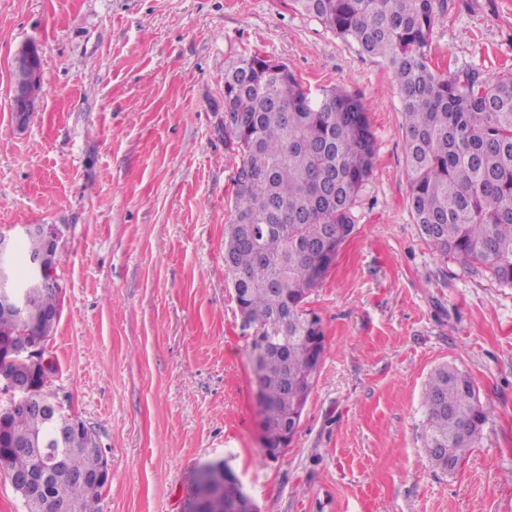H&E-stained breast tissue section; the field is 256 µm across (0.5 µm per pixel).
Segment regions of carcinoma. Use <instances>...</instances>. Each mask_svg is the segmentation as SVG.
Wrapping results in <instances>:
<instances>
[{
  "mask_svg": "<svg viewBox=\"0 0 512 512\" xmlns=\"http://www.w3.org/2000/svg\"><path fill=\"white\" fill-rule=\"evenodd\" d=\"M344 41L391 71L401 93L407 204L427 244L468 269L512 285V77L431 65L437 0H292ZM224 149L240 157L224 267L240 312L263 336H277L260 374L265 450L280 447L300 415L325 355L320 318L306 308L354 233L352 210L375 159L365 105L337 88L313 96L288 65L257 54L224 68ZM27 329L47 339L42 314L58 311L60 285L28 283ZM17 314L0 313V346L21 340ZM422 447L429 464L453 473L479 439L490 408L471 377L443 364L422 392ZM16 443L40 441L48 512H97L101 491L82 476L98 469L101 447L87 432L58 436V421L33 406L8 413ZM40 460L5 449L4 472L23 476ZM238 487L224 483L194 512H237Z\"/></svg>",
  "mask_w": 512,
  "mask_h": 512,
  "instance_id": "cac0c4a2",
  "label": "carcinoma"
}]
</instances>
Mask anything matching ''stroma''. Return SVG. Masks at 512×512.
Masks as SVG:
<instances>
[{"label":"stroma","mask_w":512,"mask_h":512,"mask_svg":"<svg viewBox=\"0 0 512 512\" xmlns=\"http://www.w3.org/2000/svg\"><path fill=\"white\" fill-rule=\"evenodd\" d=\"M25 44L44 66L20 129L9 83ZM254 52L311 93L358 95L376 140L355 232L309 297L326 353L275 459L224 271L239 162L224 66ZM430 54L512 76V0H445ZM404 142L390 70L292 0H0V229L61 231L46 351L111 464L100 512H193L197 469L224 460L259 512H512V285L428 246ZM446 363L492 408L452 475L420 439L424 384Z\"/></svg>","instance_id":"1"}]
</instances>
